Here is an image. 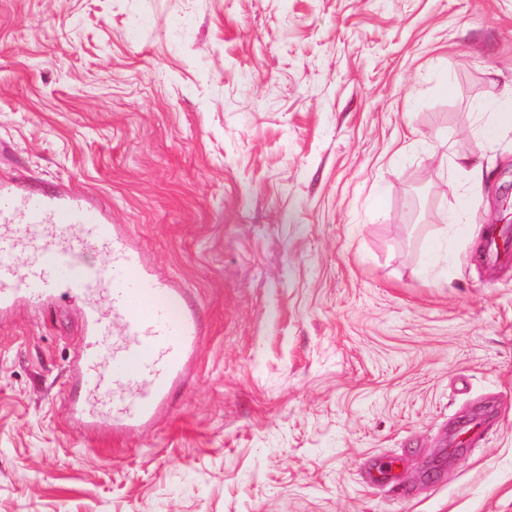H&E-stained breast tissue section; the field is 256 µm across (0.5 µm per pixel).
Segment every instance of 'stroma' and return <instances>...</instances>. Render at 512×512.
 I'll return each mask as SVG.
<instances>
[{
  "instance_id": "obj_1",
  "label": "stroma",
  "mask_w": 512,
  "mask_h": 512,
  "mask_svg": "<svg viewBox=\"0 0 512 512\" xmlns=\"http://www.w3.org/2000/svg\"><path fill=\"white\" fill-rule=\"evenodd\" d=\"M493 78L512 0H0V183L97 199L203 325L116 433L70 410L83 305L0 314V512H512ZM510 94L509 100V92L504 90L478 105L477 113L484 120L480 128L482 139H491L502 129H512V88Z\"/></svg>"
}]
</instances>
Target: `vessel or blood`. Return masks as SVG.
<instances>
[{"mask_svg": "<svg viewBox=\"0 0 512 512\" xmlns=\"http://www.w3.org/2000/svg\"><path fill=\"white\" fill-rule=\"evenodd\" d=\"M96 254L105 263H92ZM62 285L86 299L90 324L73 412L106 416L116 430L151 420L198 351L195 312L85 196L1 185L0 311L50 298Z\"/></svg>", "mask_w": 512, "mask_h": 512, "instance_id": "b4317fda", "label": "vessel or blood"}]
</instances>
